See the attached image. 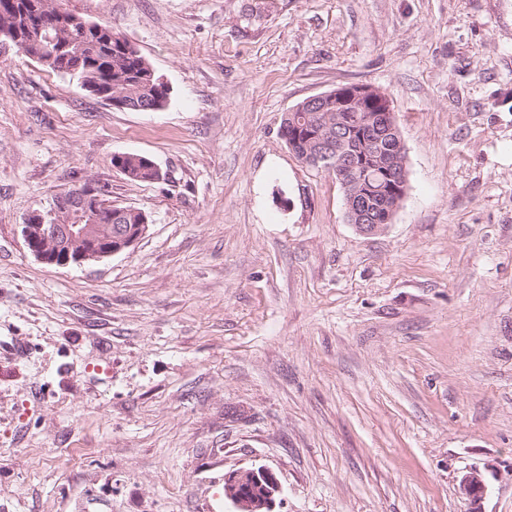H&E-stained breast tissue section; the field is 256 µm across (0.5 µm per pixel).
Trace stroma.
I'll use <instances>...</instances> for the list:
<instances>
[{"label": "stroma", "instance_id": "35a3bbf8", "mask_svg": "<svg viewBox=\"0 0 512 512\" xmlns=\"http://www.w3.org/2000/svg\"><path fill=\"white\" fill-rule=\"evenodd\" d=\"M170 88L119 110L0 46V512H512V0H56ZM389 99L409 186L386 228L279 133L305 99ZM118 153L164 177L126 178ZM130 250L37 260L25 217L85 182ZM281 487L268 468H241L232 471L224 484V495L234 512H274L275 498ZM487 485L482 473L474 468L462 475L459 481V490L471 502L479 505L487 494Z\"/></svg>", "mask_w": 512, "mask_h": 512}]
</instances>
